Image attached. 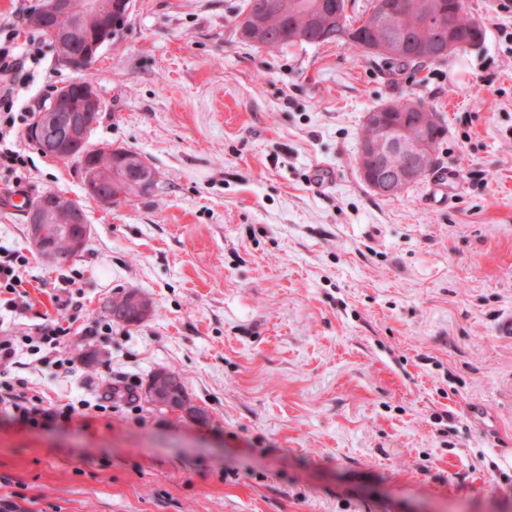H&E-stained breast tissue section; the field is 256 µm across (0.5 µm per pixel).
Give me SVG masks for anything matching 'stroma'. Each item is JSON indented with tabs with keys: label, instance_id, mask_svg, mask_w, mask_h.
Instances as JSON below:
<instances>
[{
	"label": "stroma",
	"instance_id": "stroma-1",
	"mask_svg": "<svg viewBox=\"0 0 512 512\" xmlns=\"http://www.w3.org/2000/svg\"><path fill=\"white\" fill-rule=\"evenodd\" d=\"M245 0H135L86 78L103 102L90 143L139 152L153 195L87 198L77 161L20 141L32 166L0 182V246L29 263L16 334L62 313L107 323L119 291L152 313L108 336L69 337L74 368L19 352L44 400L87 403L51 429L0 422V497L27 512H512V11L467 0L481 46L391 67L344 44H244ZM23 105L73 80L51 44ZM402 96L441 113L436 172L400 197L355 164L363 118ZM78 201L91 226L65 264L40 257L12 198ZM177 373L196 423L143 395ZM114 386L111 416L96 403ZM116 298L121 303H124L125 306L134 309V318L143 319L151 313L152 305L150 300L139 292L132 290L120 292L114 299Z\"/></svg>",
	"mask_w": 512,
	"mask_h": 512
}]
</instances>
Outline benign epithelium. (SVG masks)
Returning a JSON list of instances; mask_svg holds the SVG:
<instances>
[{
	"label": "benign epithelium",
	"instance_id": "benign-epithelium-1",
	"mask_svg": "<svg viewBox=\"0 0 512 512\" xmlns=\"http://www.w3.org/2000/svg\"><path fill=\"white\" fill-rule=\"evenodd\" d=\"M132 10L130 0H108L100 6L98 0H46L44 11L34 18L37 27L45 29L62 51L58 57L60 65L70 69L78 66V60L66 53L67 45L80 31L93 35L85 58L94 57L100 48L101 34L109 27H117L120 21L129 19ZM376 29L378 37L369 45V50L394 56L405 51L406 36L400 14L389 4H381L377 10ZM239 36L257 47H265L263 30L252 25L242 26ZM458 47L450 37L449 28L444 25L434 28L419 44V50L434 55L447 56ZM102 103L93 85L85 84L80 90L79 108L71 107L65 98L57 100L55 112L40 118L43 125L41 145L61 159L75 155V145L86 135L88 124L83 115L97 112ZM435 121L432 112H404L388 120L383 112H368L364 125L366 133L359 143L356 166L370 189L381 196H397L414 182L424 178L422 158L426 155L430 129ZM395 153L399 156L397 168L387 166V158ZM85 189L88 195L103 204L111 198L103 195L102 186L107 177L101 169L86 167ZM64 212L70 224L62 229L51 222V214ZM85 211L73 199L65 196L53 199V204L32 211L30 228L32 238L41 249L64 235L69 250L80 252L84 249L90 225L84 223ZM118 301L134 309L135 318L143 319L152 310L150 300L143 294L128 290L117 295ZM146 397L153 403L172 410L184 411L203 421L207 418L205 409L193 405L183 389L181 379L168 371L156 372L145 387Z\"/></svg>",
	"mask_w": 512,
	"mask_h": 512
}]
</instances>
